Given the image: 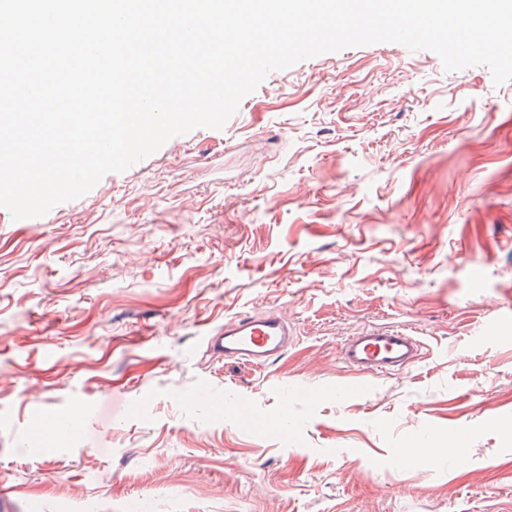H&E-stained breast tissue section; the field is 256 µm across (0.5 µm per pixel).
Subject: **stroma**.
I'll return each mask as SVG.
<instances>
[{
    "mask_svg": "<svg viewBox=\"0 0 512 512\" xmlns=\"http://www.w3.org/2000/svg\"><path fill=\"white\" fill-rule=\"evenodd\" d=\"M267 311L283 356L208 355ZM382 326L419 361L342 362ZM1 481L13 512H512V80L349 47L43 216L0 208ZM421 344L405 328L381 327L348 336L341 350L343 361L358 371L395 372L412 365Z\"/></svg>",
    "mask_w": 512,
    "mask_h": 512,
    "instance_id": "obj_1",
    "label": "stroma"
}]
</instances>
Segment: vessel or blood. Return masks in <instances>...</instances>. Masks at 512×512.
<instances>
[{
    "mask_svg": "<svg viewBox=\"0 0 512 512\" xmlns=\"http://www.w3.org/2000/svg\"><path fill=\"white\" fill-rule=\"evenodd\" d=\"M291 336L287 321L274 313L245 315L226 322L208 337L213 353L262 367L282 355ZM421 344L405 328L381 327L347 337L341 355L351 368L363 372H395L412 365Z\"/></svg>",
    "mask_w": 512,
    "mask_h": 512,
    "instance_id": "vessel-or-blood-1",
    "label": "vessel or blood"
}]
</instances>
